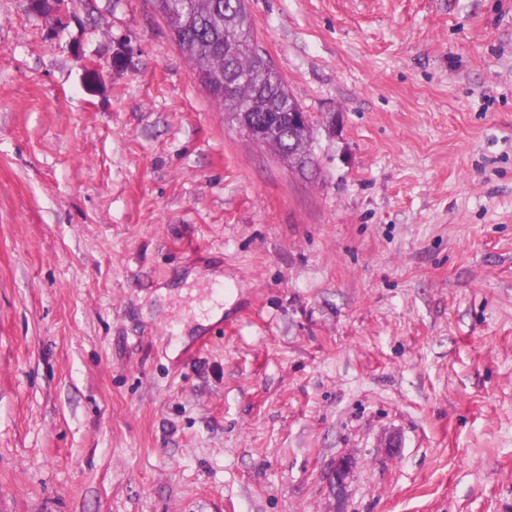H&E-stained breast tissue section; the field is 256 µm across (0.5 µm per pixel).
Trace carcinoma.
I'll list each match as a JSON object with an SVG mask.
<instances>
[{
	"label": "carcinoma",
	"instance_id": "carcinoma-1",
	"mask_svg": "<svg viewBox=\"0 0 512 512\" xmlns=\"http://www.w3.org/2000/svg\"><path fill=\"white\" fill-rule=\"evenodd\" d=\"M164 14L181 53L194 63L201 83L213 74L235 84L236 97L211 94L220 108L239 119L240 112L264 119L265 111L288 113L301 109L276 69L266 65L256 53V37L247 10V0H154ZM312 123L287 125L271 132L266 144L294 168L303 169L313 161L310 150Z\"/></svg>",
	"mask_w": 512,
	"mask_h": 512
}]
</instances>
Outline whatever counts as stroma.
Returning <instances> with one entry per match:
<instances>
[{"label": "stroma", "instance_id": "1", "mask_svg": "<svg viewBox=\"0 0 512 512\" xmlns=\"http://www.w3.org/2000/svg\"><path fill=\"white\" fill-rule=\"evenodd\" d=\"M247 6L306 172L151 0H0V512H512V0ZM313 135L312 123L293 127L291 125L272 130L269 140L266 144L273 147L278 154L294 168L303 169L308 163H312V153L310 150Z\"/></svg>", "mask_w": 512, "mask_h": 512}]
</instances>
